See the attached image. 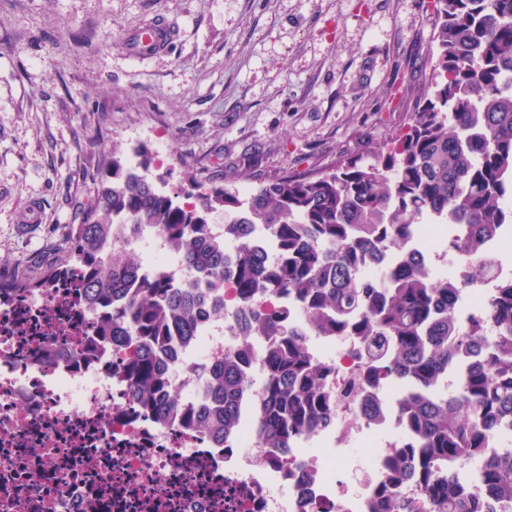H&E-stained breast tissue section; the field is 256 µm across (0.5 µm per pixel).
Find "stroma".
Here are the masks:
<instances>
[{
  "label": "stroma",
  "instance_id": "1",
  "mask_svg": "<svg viewBox=\"0 0 512 512\" xmlns=\"http://www.w3.org/2000/svg\"><path fill=\"white\" fill-rule=\"evenodd\" d=\"M432 20L430 0H0V274L67 261L116 148L146 144L173 193L372 161L428 76ZM153 21L168 49L133 56ZM150 26L155 35L154 48L149 50L143 48L142 45H146L150 42V37L142 34V31H136L128 37V47L130 52L135 56H147L168 48L171 40V32L168 27L159 22H151Z\"/></svg>",
  "mask_w": 512,
  "mask_h": 512
}]
</instances>
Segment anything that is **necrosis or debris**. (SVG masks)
<instances>
[{
	"label": "necrosis or debris",
	"instance_id": "4bbe7bcc",
	"mask_svg": "<svg viewBox=\"0 0 512 512\" xmlns=\"http://www.w3.org/2000/svg\"><path fill=\"white\" fill-rule=\"evenodd\" d=\"M448 227L420 225L403 247L385 246L386 260L416 253L447 265ZM146 268L174 280L185 273L162 238L147 233L136 243ZM494 274L468 285L466 310L481 308L495 282L512 276V246H489ZM63 284L49 283L0 303V512H373V495L403 424L394 407L397 384L361 392L344 387L364 369L351 358L353 336L309 339L310 352L334 368V424L289 441L283 460L271 458L256 433L261 391L246 395L235 428L215 442L201 431L162 423L129 398L116 365L124 349L102 348L74 358L66 329L91 330L92 314L72 318ZM237 309L207 313L198 333L170 365L172 392L205 410L209 387L199 377L239 342ZM378 413L367 416L366 402ZM353 481L340 483L338 473Z\"/></svg>",
	"mask_w": 512,
	"mask_h": 512
}]
</instances>
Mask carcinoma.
Returning a JSON list of instances; mask_svg holds the SVG:
<instances>
[{"label": "carcinoma", "instance_id": "obj_1", "mask_svg": "<svg viewBox=\"0 0 512 512\" xmlns=\"http://www.w3.org/2000/svg\"><path fill=\"white\" fill-rule=\"evenodd\" d=\"M433 2L428 82L374 162L277 175L247 195L191 175L171 194L166 176L150 170L145 145L134 148V169L114 148L96 195L77 206L80 223L66 236L70 262L39 280L0 277V293L77 279V300L96 314L82 351L115 337L135 344V356L119 365L131 399L162 422L195 428L194 408L169 391L164 356L172 331L195 335L206 295L229 285L251 309V335L269 344L259 375L244 368L248 347L224 355L210 430L230 431L241 395L257 386V434L274 459L289 440L332 424L333 369L314 362L305 334L288 327L298 312L316 336L358 337L363 379L407 387L396 402L407 429L376 490L378 512L408 510L397 492L410 477L433 512L511 504L512 451L504 458L485 448L512 435V280L464 323L459 310L462 288L494 269L488 246L512 228V0ZM216 215L221 236L212 233ZM424 222L448 225L455 267L437 271L412 256L359 275L386 242L400 245ZM258 225L274 229L273 260L250 243ZM147 230L177 251L190 281L143 270L131 237ZM228 243L237 249L231 263ZM258 295L285 306L266 311L254 303ZM455 370L462 376L450 390L445 381ZM474 461L475 476L466 467Z\"/></svg>", "mask_w": 512, "mask_h": 512}]
</instances>
